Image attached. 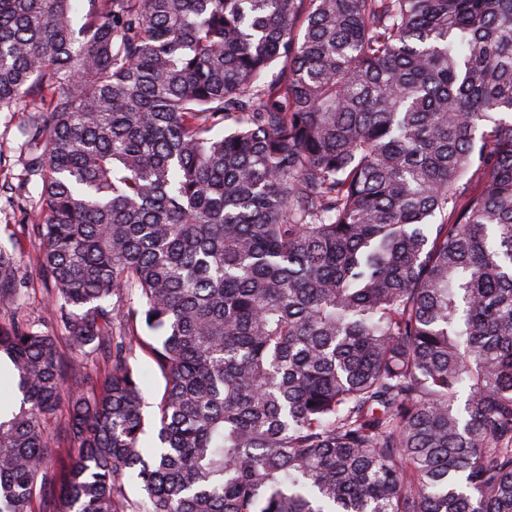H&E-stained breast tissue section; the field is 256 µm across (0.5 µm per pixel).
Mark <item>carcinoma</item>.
Here are the masks:
<instances>
[{"label": "carcinoma", "instance_id": "cac0c4a2", "mask_svg": "<svg viewBox=\"0 0 512 512\" xmlns=\"http://www.w3.org/2000/svg\"><path fill=\"white\" fill-rule=\"evenodd\" d=\"M73 2L0 0V512H512V0ZM24 117L21 112L0 113V159L5 168H12L13 174L19 175L22 171L21 145L23 137L20 126ZM18 190H0V241L10 246L13 243L18 256L22 257L28 277L29 295L21 308L24 313L37 318L40 315L45 290L36 265L31 261L38 250V243L29 237L24 226L26 224L23 214L20 212L18 202ZM129 363L134 371L138 372L144 380L146 398L150 406H152L146 410L152 415L154 411L157 410L156 406L162 398L165 385L164 380L161 375L155 371L150 356L140 347L135 346V343H133Z\"/></svg>", "mask_w": 512, "mask_h": 512}]
</instances>
